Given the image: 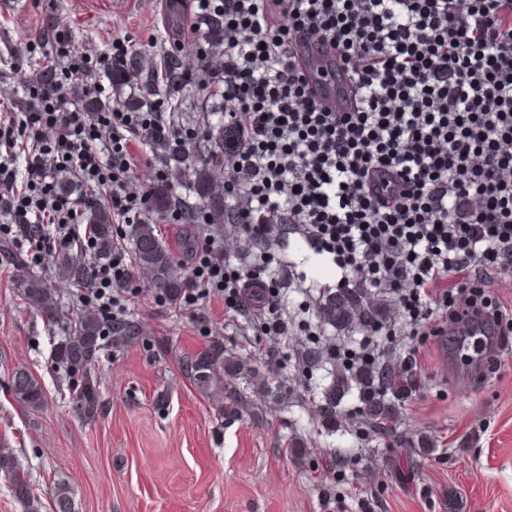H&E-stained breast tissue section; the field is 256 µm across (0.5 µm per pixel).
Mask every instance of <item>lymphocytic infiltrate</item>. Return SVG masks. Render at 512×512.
Here are the masks:
<instances>
[{"label":"lymphocytic infiltrate","instance_id":"f902f5d3","mask_svg":"<svg viewBox=\"0 0 512 512\" xmlns=\"http://www.w3.org/2000/svg\"><path fill=\"white\" fill-rule=\"evenodd\" d=\"M224 34V67L193 74L218 84L224 127L238 144L224 173L227 210L251 245L253 262L230 275L214 242L196 254L195 276L239 309L242 290L260 286L263 335L284 331L279 282L269 267L268 219L292 225L332 262L337 285L393 296L410 325L474 313L512 343V314L486 293L489 272L512 279V0H196L190 32L208 45L210 21ZM305 34L337 46L359 90V105L331 112L307 90L290 43ZM31 47L44 69L23 87V111L0 117V214L14 224L65 229L103 189L114 215L137 222L148 194L130 192L128 136L175 142L198 129L161 124L167 105L154 83H135L129 112L81 105L90 70L122 69L131 44L97 56L75 48L66 27L43 21ZM54 146L39 145L43 129ZM111 140L93 148L102 133ZM25 156L17 189L14 149ZM393 171L386 196L372 174ZM447 288H440V281Z\"/></svg>","mask_w":512,"mask_h":512}]
</instances>
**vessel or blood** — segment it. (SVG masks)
I'll return each mask as SVG.
<instances>
[{"instance_id": "obj_1", "label": "vessel or blood", "mask_w": 512, "mask_h": 512, "mask_svg": "<svg viewBox=\"0 0 512 512\" xmlns=\"http://www.w3.org/2000/svg\"><path fill=\"white\" fill-rule=\"evenodd\" d=\"M295 61L306 75L311 97L331 111L353 108L354 87L345 69L340 51L315 39L300 38L295 47ZM458 349H466L473 336L489 337L484 317L464 316L453 330Z\"/></svg>"}]
</instances>
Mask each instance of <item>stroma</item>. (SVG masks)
Instances as JSON below:
<instances>
[{"label": "stroma", "instance_id": "stroma-1", "mask_svg": "<svg viewBox=\"0 0 512 512\" xmlns=\"http://www.w3.org/2000/svg\"><path fill=\"white\" fill-rule=\"evenodd\" d=\"M160 0H0V97L20 100L19 73L42 65L29 39L43 17L57 15L76 47L109 52L115 38L133 41L126 70L155 80L173 42ZM161 96L200 128L224 120L216 101L194 85H162ZM128 174L133 191L164 188L170 202L205 208L192 183L158 185L152 161L168 147L131 138ZM174 257L186 239L215 241L240 264L246 244L233 225L203 229L170 212L146 210ZM130 225L114 224L113 256L131 272L120 296L123 314L142 321V343L105 348L95 372L101 411L79 419L64 374L50 363L53 345L85 304L64 293V320L48 324L18 296L13 268L0 257V446L12 449L28 472L39 512H54L57 482L70 489L73 512H512V352L501 351L493 371L487 350H456L433 336L423 346L404 335L405 316L390 295L366 300L377 322L397 336L384 356L399 364L417 348L416 379L397 403L388 431L363 412L357 390L342 394L335 426L318 414L345 344L367 335L359 323L336 329L320 310L336 283L335 266L317 256L295 230L274 238L273 268L288 303V333L264 336L255 312L227 310L222 292L172 304L133 267ZM224 345V393L234 410L219 412L184 375L180 361L211 342ZM37 376L40 408L20 405L11 391L17 370Z\"/></svg>", "mask_w": 512, "mask_h": 512}]
</instances>
